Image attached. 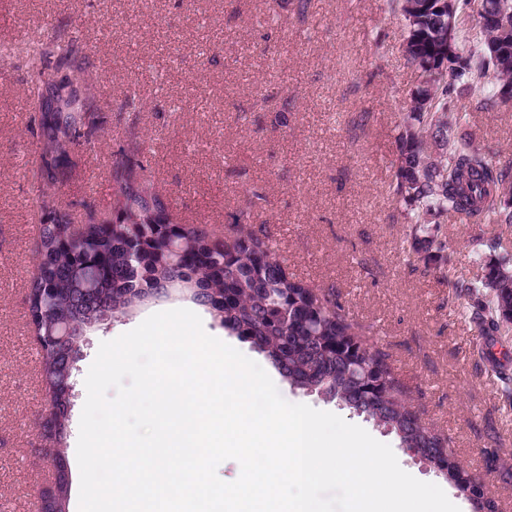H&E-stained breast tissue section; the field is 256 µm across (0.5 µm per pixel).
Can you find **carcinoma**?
<instances>
[{
  "label": "carcinoma",
  "instance_id": "obj_1",
  "mask_svg": "<svg viewBox=\"0 0 512 512\" xmlns=\"http://www.w3.org/2000/svg\"><path fill=\"white\" fill-rule=\"evenodd\" d=\"M419 22L405 30L407 64L422 69L448 62L434 81L430 97L412 100L409 121L400 132L393 195L414 214L415 252L441 253L436 225L448 217L468 224H512V205L501 197L512 194V164L493 165L479 149L453 135L466 120L456 106L458 85L469 82L478 107L499 104L500 89L512 86V0H496L508 12L507 23L481 28L478 63L466 55L448 57L441 49L465 51L461 14L480 0H456L448 14L442 0H419ZM45 48L29 67L27 91L33 115L29 132L39 143L37 172L58 169L71 149L69 130L78 120L73 112L44 100L43 88L66 69L83 75V112L94 124L96 83L88 56L78 40H58L47 23L40 33ZM495 79L487 88L485 78ZM435 132L441 152H425V137ZM141 143L131 138L112 160V213L89 220L79 230L54 201L57 187L38 191L44 215L35 272L28 292V314L34 333L43 339L41 379L57 410L55 456L64 455L71 399L61 384L67 374L65 344L54 339L61 324L90 322L108 312L127 315L144 300L171 290L188 291L209 308L224 331L238 336L264 355L293 389L335 402L394 433L402 448H412L433 471L447 470L445 479L463 496L469 482L449 462L450 441L420 422L417 411L387 362V355L353 331L334 291L319 292L290 276L274 253L265 225L250 228L244 238L221 243L197 227L172 220L170 202L147 176ZM264 199L255 190L244 208L229 213L242 224ZM457 296L475 307L471 319L481 336H495L512 325V259L484 264L476 281H457ZM489 344L480 359L502 368L512 362L508 351Z\"/></svg>",
  "mask_w": 512,
  "mask_h": 512
}]
</instances>
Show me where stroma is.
Masks as SVG:
<instances>
[{
  "instance_id": "1",
  "label": "stroma",
  "mask_w": 512,
  "mask_h": 512,
  "mask_svg": "<svg viewBox=\"0 0 512 512\" xmlns=\"http://www.w3.org/2000/svg\"><path fill=\"white\" fill-rule=\"evenodd\" d=\"M0 0V39L22 40L45 22L83 39L101 89L93 145L69 152L57 203L75 225L88 210H112V159L130 136L143 144L149 173L185 224L213 238L252 187L266 200L251 221L265 225L290 275L331 288L365 341L382 348L412 405L447 436L469 471L486 475L500 512H512V400L498 390L466 303H451L456 280L484 274L476 258L497 238L512 258V224L440 227L447 264L411 247L410 207L394 202L398 134L418 76L403 53L404 20L389 0ZM21 67L0 70V512H35L53 468L38 432L49 396L28 323L27 294L44 219L34 181L37 148ZM143 100L119 112L126 91ZM462 134L495 164L512 158V106L480 111L468 92ZM195 311L205 331L252 356L249 343L178 291L88 331L76 363L67 425V512H78L76 447L85 376L100 342L158 311ZM274 383L291 403L329 411L393 448L418 480L437 476L393 434L334 403ZM497 451L487 470L485 451Z\"/></svg>"
}]
</instances>
